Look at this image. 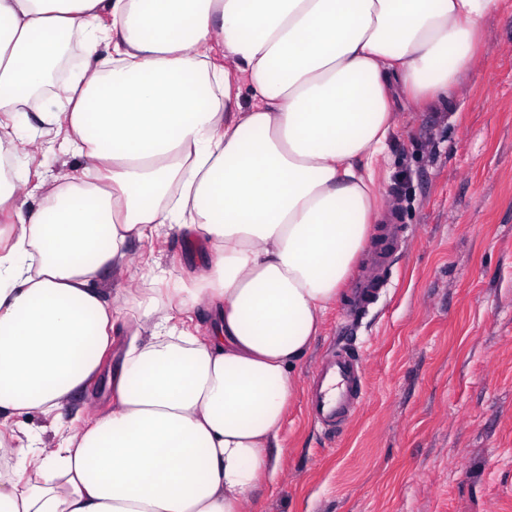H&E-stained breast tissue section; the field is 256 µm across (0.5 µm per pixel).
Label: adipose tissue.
Returning a JSON list of instances; mask_svg holds the SVG:
<instances>
[{"instance_id":"1","label":"adipose tissue","mask_w":512,"mask_h":512,"mask_svg":"<svg viewBox=\"0 0 512 512\" xmlns=\"http://www.w3.org/2000/svg\"><path fill=\"white\" fill-rule=\"evenodd\" d=\"M501 4L0 0V145L31 111L32 142L64 134L90 164L50 182L0 169V512H246L379 220L395 96L452 100ZM173 228L205 265L138 267L132 245ZM102 377L110 407L63 428Z\"/></svg>"}]
</instances>
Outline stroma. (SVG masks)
Wrapping results in <instances>:
<instances>
[{"mask_svg":"<svg viewBox=\"0 0 512 512\" xmlns=\"http://www.w3.org/2000/svg\"><path fill=\"white\" fill-rule=\"evenodd\" d=\"M44 175L81 176L61 150L15 142ZM407 230L367 310L341 294L299 371L280 469L247 512H512V0L483 22L476 65L448 106L394 102L376 174ZM165 268L196 270L202 242L169 231ZM360 358L365 394L341 427L306 407L318 363Z\"/></svg>","mask_w":512,"mask_h":512,"instance_id":"stroma-1","label":"stroma"}]
</instances>
